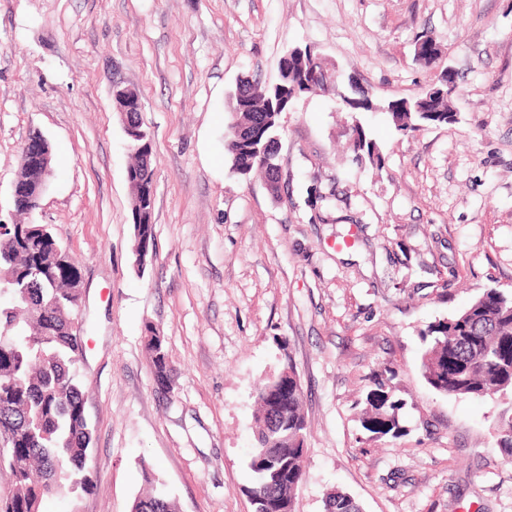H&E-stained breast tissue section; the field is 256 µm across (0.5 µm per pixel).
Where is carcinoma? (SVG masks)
<instances>
[{
    "label": "carcinoma",
    "instance_id": "carcinoma-1",
    "mask_svg": "<svg viewBox=\"0 0 512 512\" xmlns=\"http://www.w3.org/2000/svg\"><path fill=\"white\" fill-rule=\"evenodd\" d=\"M277 94L262 92L265 84H255L261 92L251 100L234 103L235 119L248 126L254 116L267 119L256 130L260 144L278 134L281 114L290 110L288 91L297 88L304 95L336 83L333 76L309 86L303 81L300 60L281 57ZM444 96L416 94L388 103L377 101L363 88L354 96L362 99L365 112L388 114L402 135L423 123H447L454 115L457 77L448 79ZM362 155L356 160L382 166L375 143L357 128ZM226 151L232 169L238 173L259 172L271 180V169L261 153L243 152L233 140ZM128 171L151 185V162L130 153ZM136 248H153L154 227L150 205L132 197ZM61 243L55 236L43 237L31 224L0 226V277L12 282L0 290V435L9 433L13 445L0 456V465L11 472L14 491L0 504V512H40L43 502L66 496L71 512H80L81 493L92 486L87 467L91 428L84 410L82 385L76 364L83 354L82 341L72 329V316L80 301L71 288L78 277V260L54 263L50 256ZM154 383H172L173 367L163 338L147 328ZM422 374L437 392L448 397L483 398L512 394V293L497 288L485 290L454 316L429 326L423 335ZM255 388L256 446L249 462L252 485L248 488L254 512H262L280 498L294 502V493L305 474L307 422L303 394L292 364ZM389 383L374 382L367 393L363 428L377 438H398L405 433L400 424L402 403L392 400ZM498 447L512 462V414H502L493 425ZM144 481L150 490L137 497L131 512H177L176 502L161 488L159 478L143 466ZM327 512H361L360 505L346 493L327 496Z\"/></svg>",
    "mask_w": 512,
    "mask_h": 512
}]
</instances>
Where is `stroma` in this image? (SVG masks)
Wrapping results in <instances>:
<instances>
[{"label":"stroma","instance_id":"1","mask_svg":"<svg viewBox=\"0 0 512 512\" xmlns=\"http://www.w3.org/2000/svg\"><path fill=\"white\" fill-rule=\"evenodd\" d=\"M430 35L441 53L416 58ZM311 45L381 101L458 75L456 115L403 136L334 91L282 115V194L234 172L229 93ZM152 135L155 251L137 267L114 82ZM382 168L354 160L353 126ZM53 153L35 216L79 260L78 375L92 429L82 512H130L164 483L179 512H253L254 389L293 364L308 423L295 512L331 490L363 512H512L492 424L512 396L439 394L422 335L485 289L512 292V0H0V220L20 148ZM163 336L171 391L153 381ZM394 371L399 438L360 413ZM149 336H147V348L150 353L151 359V370L153 375L154 383H171L173 367L166 350L164 340L161 336H157L154 330H148Z\"/></svg>","mask_w":512,"mask_h":512}]
</instances>
